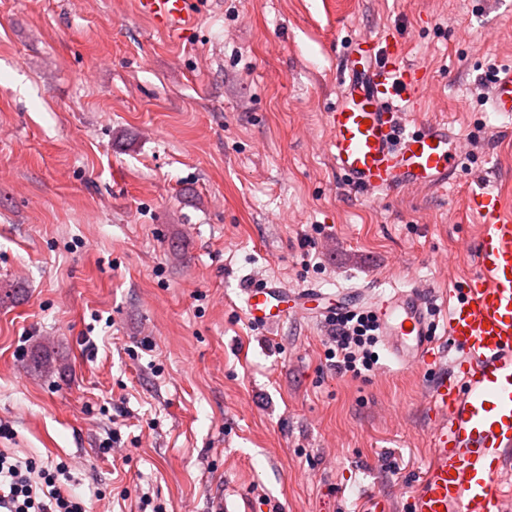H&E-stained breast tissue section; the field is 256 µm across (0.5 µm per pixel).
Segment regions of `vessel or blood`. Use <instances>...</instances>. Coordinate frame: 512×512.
I'll return each instance as SVG.
<instances>
[{
    "mask_svg": "<svg viewBox=\"0 0 512 512\" xmlns=\"http://www.w3.org/2000/svg\"><path fill=\"white\" fill-rule=\"evenodd\" d=\"M190 3L134 0L137 14L170 34L190 25ZM423 82L419 69L405 64L397 37L351 40L338 101L328 114V148L352 189L433 190L455 176L460 139L447 124L404 129L401 111L417 100ZM490 84L491 110L512 116V64L494 70ZM470 204L482 231L473 269L454 288L448 309L439 308L433 291L419 288L381 289L364 300L342 288L330 293L278 280L242 290L246 316L259 328L366 304L403 367L430 364L433 331L443 327L454 358L428 393L440 420L432 432L431 461L410 496V512H512V497L502 489L512 469V210L485 191L473 193Z\"/></svg>",
    "mask_w": 512,
    "mask_h": 512,
    "instance_id": "b4317fda",
    "label": "vessel or blood"
}]
</instances>
